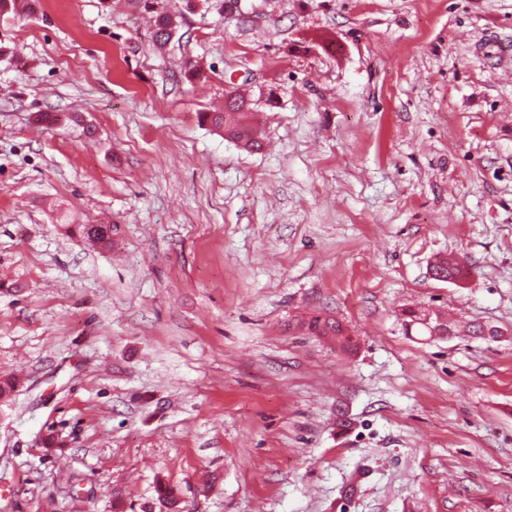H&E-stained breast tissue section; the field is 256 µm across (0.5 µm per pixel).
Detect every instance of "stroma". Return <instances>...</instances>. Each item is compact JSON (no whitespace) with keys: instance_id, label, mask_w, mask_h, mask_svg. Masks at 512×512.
<instances>
[{"instance_id":"stroma-1","label":"stroma","mask_w":512,"mask_h":512,"mask_svg":"<svg viewBox=\"0 0 512 512\" xmlns=\"http://www.w3.org/2000/svg\"><path fill=\"white\" fill-rule=\"evenodd\" d=\"M28 2L0 17V512H161L160 480L185 512H512V0H169L161 50L122 0ZM236 88L261 151L199 119ZM322 308L357 353L289 329ZM409 320H404V324L408 327L419 325L429 336H441L447 334L451 336L455 332V326L447 320H442L436 314L419 313L413 310L405 311L403 313Z\"/></svg>"}]
</instances>
